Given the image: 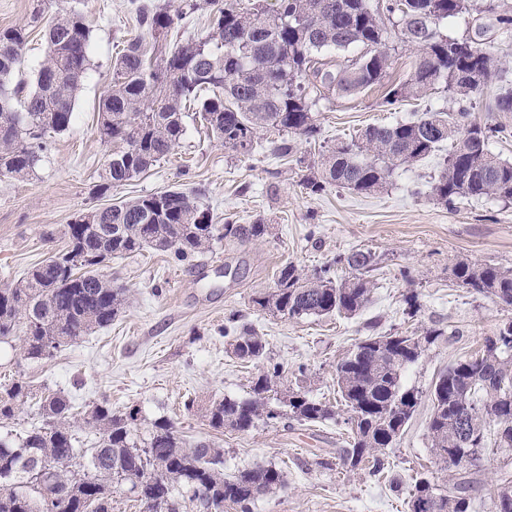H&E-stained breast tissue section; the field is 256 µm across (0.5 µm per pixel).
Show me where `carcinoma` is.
Instances as JSON below:
<instances>
[{"mask_svg":"<svg viewBox=\"0 0 512 512\" xmlns=\"http://www.w3.org/2000/svg\"><path fill=\"white\" fill-rule=\"evenodd\" d=\"M212 31L166 49L159 36L187 13H171L131 0L141 33L112 60V79L98 106L97 133L117 144L99 192L118 187L170 154L194 111L213 138L235 155L252 158L260 132L276 129L307 140L317 135L309 95L327 88L354 95L388 77L390 45L416 50L410 75L390 86L387 97L421 96L437 83L462 99L481 94L503 62L473 40L449 38L440 23L469 15L474 0H279L268 13L241 11L219 0ZM46 57L32 87L20 71L28 29L0 31V176L25 179L34 172L48 137L67 131L89 66L90 29L71 9L55 16L46 31ZM469 112L428 110L415 121L368 126L349 142L322 154L320 167L302 180L318 195L330 185L360 194L383 189L396 168L411 165L448 145L429 193L451 205L458 198L512 200V162L495 156L490 144L512 136L508 125L468 120ZM267 225L215 224L193 193L168 190L137 197L105 211L99 223L80 214L67 225L66 250L30 268L0 288V343L21 359L50 356L64 344L112 324L126 303L101 269L113 258L152 248L178 261L222 240L253 241ZM374 258L352 251L311 272L288 264L277 288L253 303L290 319L332 313L353 315L369 301L363 277ZM351 275L338 279L336 266ZM463 286L512 306V270L457 263ZM230 337L231 354L262 365L249 397L213 399L200 411L218 433L248 432L260 421L293 419L312 424L336 416L332 406L296 391L283 407L269 393L282 374L266 358V342L243 322ZM445 336L431 329L418 336H368L336 363V385L344 406L359 414L341 456L356 467L369 459L374 471L412 417L419 391L402 383L405 371ZM33 396L31 385L14 380L0 387V420ZM430 452L437 461L459 456L465 463L454 479L416 481L410 512H471L472 479L467 465L492 444L512 451V320L503 323L482 349L441 372L431 389ZM41 424L22 433L0 434V512H112V487L149 481L134 497L144 512H254L255 503L282 486L275 467H256L224 476V449L214 440L188 444L174 422L154 420L138 434L139 408L116 414L102 401L76 408L58 392L36 401Z\"/></svg>","mask_w":512,"mask_h":512,"instance_id":"cac0c4a2","label":"carcinoma"}]
</instances>
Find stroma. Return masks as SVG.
I'll return each instance as SVG.
<instances>
[{
  "label": "stroma",
  "mask_w": 512,
  "mask_h": 512,
  "mask_svg": "<svg viewBox=\"0 0 512 512\" xmlns=\"http://www.w3.org/2000/svg\"><path fill=\"white\" fill-rule=\"evenodd\" d=\"M46 20L79 9L91 30L90 66L76 100L70 129L49 142L28 178L0 179V285L22 278L34 264L64 249L68 224L82 212L150 193L179 188L195 193L215 223L249 224L263 219L266 235L249 242L223 241L213 251L180 262L147 249L112 259L105 269L127 301L108 328L60 347L52 356L23 360L0 346V383L21 379L35 392L58 390L76 406L108 400L113 410H141L140 433L154 419H172L187 441L218 438L224 472L275 465L284 484L260 498L254 512H409L408 491L416 476L438 482L451 472L432 456L428 444L430 389L448 365L482 348L486 337L512 320V306L460 286L454 264L468 261L512 270V203L461 199L447 206L426 188L437 175L438 157L397 169L389 185L371 195L329 186L306 193L304 175L322 151L370 125L409 121L421 112H456L467 107L470 120L501 121L512 113L492 111L501 86L512 87V0H476V11L441 23L451 38H473L506 60L507 66L471 105L434 86L418 99L388 103L374 87L351 96L323 93L313 107L318 134L290 136L292 153L272 154L277 131L263 133L262 156L243 158L227 151L201 129L185 122L172 153L135 179L99 193L111 144L96 132L98 104L112 76V58L139 29L130 0H0V30L29 26L20 78L32 80L42 63L43 25H32L34 6ZM368 251L374 265L367 305L351 317L288 319L259 310L253 299L276 288L288 264L303 271L336 255ZM415 306H408V296ZM251 323L267 342L269 357L284 373L277 398L304 388L310 397L338 405L335 367L342 354L367 336L421 334L440 328L446 340L431 346L405 374L421 404L397 443L384 454L385 467L344 465L347 413L313 425L281 420L259 423L250 432L214 436L200 414L184 402L246 397L258 367L233 357L224 329L232 317ZM504 458L485 453L473 466V512H491Z\"/></svg>",
  "instance_id": "obj_1"
}]
</instances>
